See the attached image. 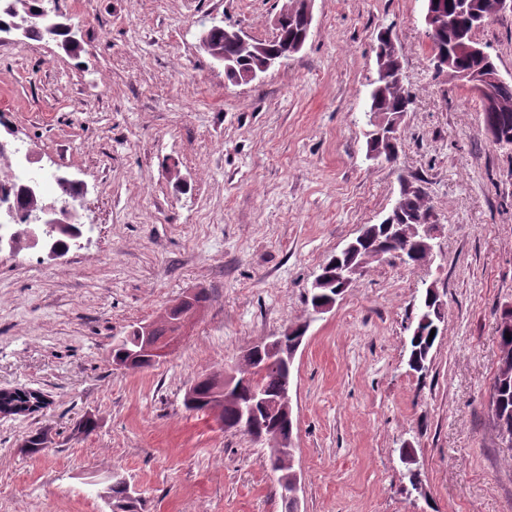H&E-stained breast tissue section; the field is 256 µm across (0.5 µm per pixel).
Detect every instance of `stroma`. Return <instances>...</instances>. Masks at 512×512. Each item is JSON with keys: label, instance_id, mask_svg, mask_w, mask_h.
<instances>
[{"label": "stroma", "instance_id": "1", "mask_svg": "<svg viewBox=\"0 0 512 512\" xmlns=\"http://www.w3.org/2000/svg\"><path fill=\"white\" fill-rule=\"evenodd\" d=\"M76 52L0 34V121L75 181L80 246L0 252V388L44 392L0 419V512H101L126 478L142 512H286L266 444L184 407L186 389L308 322L293 363L299 512H512V451L488 424L502 306L512 303V151L479 96L437 72L423 0H315L296 54L249 83L199 47L212 25L273 35L277 0H58ZM391 30L413 103L399 156L366 154L377 36ZM180 52L167 46L172 31ZM512 81V11L475 32ZM438 215L429 266L388 256L314 313L322 265L392 210L402 180ZM435 286L446 330L426 371L408 326ZM197 289L210 301L153 367L112 342ZM98 420L90 435L74 424ZM48 425L35 457L19 445ZM415 449L425 495L400 460Z\"/></svg>", "mask_w": 512, "mask_h": 512}]
</instances>
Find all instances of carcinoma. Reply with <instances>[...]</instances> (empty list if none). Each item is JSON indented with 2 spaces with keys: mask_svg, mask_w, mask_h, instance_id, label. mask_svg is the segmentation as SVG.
<instances>
[{
  "mask_svg": "<svg viewBox=\"0 0 512 512\" xmlns=\"http://www.w3.org/2000/svg\"><path fill=\"white\" fill-rule=\"evenodd\" d=\"M45 0H0V31L5 28L21 30L25 36L38 39H48L60 42L67 51L76 48V42L71 38L69 25L59 20L57 8H46ZM495 0H425V9L438 12L439 28L435 32H427L432 44V51L441 50L454 53L456 63L461 71L468 75H482L496 68L494 61L483 57L467 54L464 46L471 44L470 37L473 26L483 22L494 11ZM211 43L220 51L231 56L237 69L257 67L259 58L256 46L265 45L268 50H285V46L299 40L301 36V21L299 14L291 15L284 22L280 34L273 41L259 43L249 40L234 44H224V27L213 25L208 29ZM376 62L378 78L375 91L370 95L368 117L381 115L391 119L400 112L408 111L412 104V94L404 82L396 80V74L401 72L399 55L390 46L388 35L378 38L376 47ZM494 107H483L484 126H490L497 131V140L493 144L500 148L512 149V83L499 80L490 85ZM15 208L21 209L29 217V223L22 224L13 233L12 243L15 248L23 249L31 244V231L39 225L48 201L38 183L34 182L27 188H22L15 195ZM404 216L411 224H420L425 216L434 212L432 201L428 199L416 202L405 199ZM43 238L56 248H64L67 240L80 234V228L75 224H44L40 225ZM361 251L353 255L338 254L332 259L324 280L311 287L310 297L320 303L335 301L347 289V285L336 276V268L348 263L357 264L368 257V252L377 246H385L395 252L406 250L424 251L419 241L412 242L397 234V228L385 227L381 224H367L358 235ZM144 324L134 325L112 345V361L121 368L143 369L152 366L144 358L129 359L127 352L139 349L140 330ZM432 323H415L416 332L409 336V367L422 372L427 368V362L435 341L429 339ZM512 334V309L500 314L497 320L496 333L498 347H512V339L508 340L505 333ZM258 359L242 357L238 363V378L242 385L240 390L229 393L224 397V385L221 383L223 369H218L191 385L184 395V406L189 411L210 413L216 421L229 431H237L244 436L253 437L252 431L238 429L236 426V406L245 400L251 388L257 386L263 389L267 397L277 396L282 380L291 366L288 365L286 350L267 365L258 381H253V370L257 367ZM39 401L49 405L47 395L40 392L35 394L27 388L16 387L0 392V411L10 413L12 417H29L34 413L31 403ZM489 411L493 428L505 427L512 431V353L497 358L496 373L489 390ZM52 444L51 428L43 427L28 435L21 445V451L27 455H36ZM112 497L110 512H134L133 503L137 499L130 496L131 490L127 483L112 476V484L106 489Z\"/></svg>",
  "mask_w": 512,
  "mask_h": 512,
  "instance_id": "cac0c4a2",
  "label": "carcinoma"
}]
</instances>
